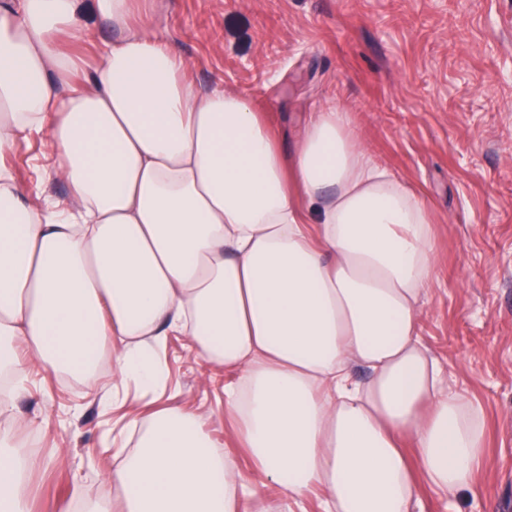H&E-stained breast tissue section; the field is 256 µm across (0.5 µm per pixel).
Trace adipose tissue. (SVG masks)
<instances>
[{"label": "adipose tissue", "mask_w": 512, "mask_h": 512, "mask_svg": "<svg viewBox=\"0 0 512 512\" xmlns=\"http://www.w3.org/2000/svg\"><path fill=\"white\" fill-rule=\"evenodd\" d=\"M153 0H0V373L146 389L179 332L239 371L224 413L287 501L413 512L416 474L478 491L483 408L425 349L436 277L425 200L360 143L345 110L284 143L252 102L205 91L180 48L147 34ZM108 28L94 64L72 41ZM50 143L69 202L33 204L5 159ZM366 371L355 378L352 369ZM88 512H244L253 491L198 417L131 420ZM26 448L0 439V512H30Z\"/></svg>", "instance_id": "1"}]
</instances>
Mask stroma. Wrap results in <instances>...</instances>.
<instances>
[{
    "mask_svg": "<svg viewBox=\"0 0 512 512\" xmlns=\"http://www.w3.org/2000/svg\"><path fill=\"white\" fill-rule=\"evenodd\" d=\"M152 35L175 42L202 89L242 94L284 139L307 114L336 105L360 142L428 201L438 277L422 306L421 336L449 385L478 401L488 435L479 497L419 483L416 512H512V0H157ZM33 203L69 194L51 148L33 139L7 158ZM165 387L115 382L105 401L77 383L36 372L14 412L31 449L32 512H54L81 484L96 498L112 470V437L161 406L199 414L252 486L255 512H322L320 492L285 510L279 492L236 446L224 415L233 374L195 357L171 334Z\"/></svg>",
    "mask_w": 512,
    "mask_h": 512,
    "instance_id": "35a3bbf8",
    "label": "stroma"
}]
</instances>
